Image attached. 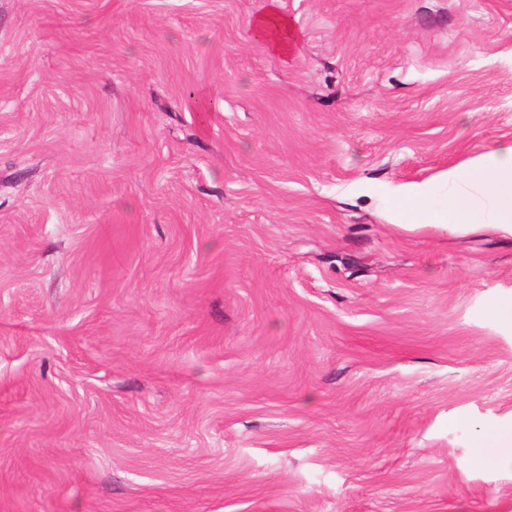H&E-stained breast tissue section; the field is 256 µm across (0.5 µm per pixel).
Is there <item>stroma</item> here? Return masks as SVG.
I'll return each instance as SVG.
<instances>
[{
    "label": "stroma",
    "mask_w": 512,
    "mask_h": 512,
    "mask_svg": "<svg viewBox=\"0 0 512 512\" xmlns=\"http://www.w3.org/2000/svg\"><path fill=\"white\" fill-rule=\"evenodd\" d=\"M263 6L0 0V512H512V0ZM257 36L276 54L288 58L300 34L291 21L280 11L279 0H267L264 10L253 20ZM448 196L442 206L427 185L399 188L398 196L422 222L449 231L492 224L512 235V145L503 146L463 168L448 169ZM475 193H478L476 195ZM476 448H498L494 452H480L483 462L499 466H512V429L499 431L491 435H481L476 441Z\"/></svg>",
    "instance_id": "35a3bbf8"
}]
</instances>
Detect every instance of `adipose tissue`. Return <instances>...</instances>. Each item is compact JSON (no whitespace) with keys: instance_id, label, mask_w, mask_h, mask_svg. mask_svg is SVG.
<instances>
[{"instance_id":"adipose-tissue-1","label":"adipose tissue","mask_w":512,"mask_h":512,"mask_svg":"<svg viewBox=\"0 0 512 512\" xmlns=\"http://www.w3.org/2000/svg\"><path fill=\"white\" fill-rule=\"evenodd\" d=\"M253 30L280 56L290 55L300 35L280 10V0H266L253 20ZM448 196L436 205L429 186L399 188L398 194L423 223L449 231L491 224L512 234V145L498 148L465 167L452 168L446 178Z\"/></svg>"}]
</instances>
